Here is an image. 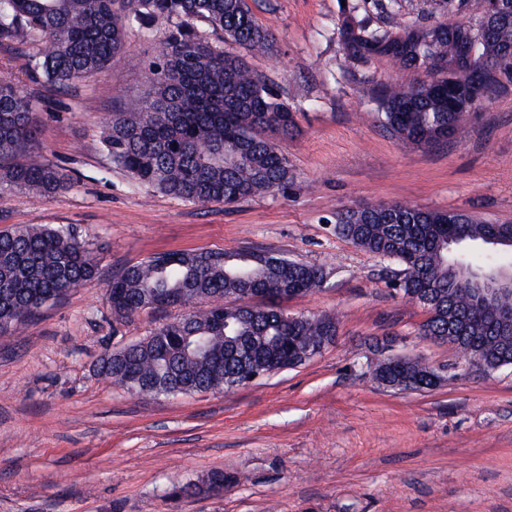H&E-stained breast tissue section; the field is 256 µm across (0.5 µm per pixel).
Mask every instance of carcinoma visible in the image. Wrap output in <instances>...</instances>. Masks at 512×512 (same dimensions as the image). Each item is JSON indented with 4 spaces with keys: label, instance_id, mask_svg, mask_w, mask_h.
I'll return each mask as SVG.
<instances>
[{
    "label": "carcinoma",
    "instance_id": "obj_1",
    "mask_svg": "<svg viewBox=\"0 0 512 512\" xmlns=\"http://www.w3.org/2000/svg\"><path fill=\"white\" fill-rule=\"evenodd\" d=\"M467 21L388 27L346 15L339 34L353 63L392 60L410 81L381 85L375 100L383 125L398 139L431 149L465 130L462 110L477 106L500 78H512V9L487 25V0H458ZM158 17L171 26L154 42L148 90L103 126L107 156L133 181L193 204H236L282 190L294 178L274 136L295 127V112L279 86L256 71L246 54H272L274 33L255 18L248 0H0V49L32 41L21 69L57 88L114 64L135 30ZM243 48L246 54L225 46ZM476 56L481 70L448 83V65ZM435 75L431 82L413 77ZM36 102L17 83L0 81V191L49 196L69 187L62 170L37 159H14L38 142ZM498 230L474 215L426 210L407 202L336 213V235L393 264L402 299L426 300L423 335L437 337L465 361L492 372L512 366V331L502 333L474 307L461 284L505 264L485 243ZM458 243L448 248V239ZM89 242L72 227L27 225L0 231V335L31 322L40 307L98 275ZM331 271L324 265L253 250L166 252L123 267L106 284L112 313L127 318L145 301L189 292L185 315L152 335L106 353L97 375L142 397L169 386L180 394L228 391L255 372L278 368L288 354L302 365L324 336L337 334L331 312L288 313L279 292L314 294ZM261 304L235 305L245 292ZM224 324L216 325L217 299ZM422 359L383 365L375 380L403 389L432 385Z\"/></svg>",
    "mask_w": 512,
    "mask_h": 512
}]
</instances>
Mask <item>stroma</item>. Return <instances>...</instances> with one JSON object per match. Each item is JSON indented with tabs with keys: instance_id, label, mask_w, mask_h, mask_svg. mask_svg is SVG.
Instances as JSON below:
<instances>
[{
	"instance_id": "1",
	"label": "stroma",
	"mask_w": 512,
	"mask_h": 512,
	"mask_svg": "<svg viewBox=\"0 0 512 512\" xmlns=\"http://www.w3.org/2000/svg\"><path fill=\"white\" fill-rule=\"evenodd\" d=\"M276 36L249 56L296 112L278 137L294 178L227 208L136 188L113 168L100 132L147 86L153 45L132 34L122 58L68 90L38 86V147L70 175L53 196L0 192V230L71 225L99 275L0 336V512H512V366L471 371L424 391L367 378V342L435 369L459 356L425 338V312L391 289L385 262L336 234L342 209L405 201L512 224V81L468 113L463 138L425 150L395 139L372 99L401 80L389 62L353 64L339 39L346 9L382 25L452 24L430 0H248ZM262 250L322 264L326 288L289 312H335L334 343L305 364L229 392L143 399L94 368L182 308L118 320L115 269L166 251ZM223 470L224 491L179 487Z\"/></svg>"
}]
</instances>
